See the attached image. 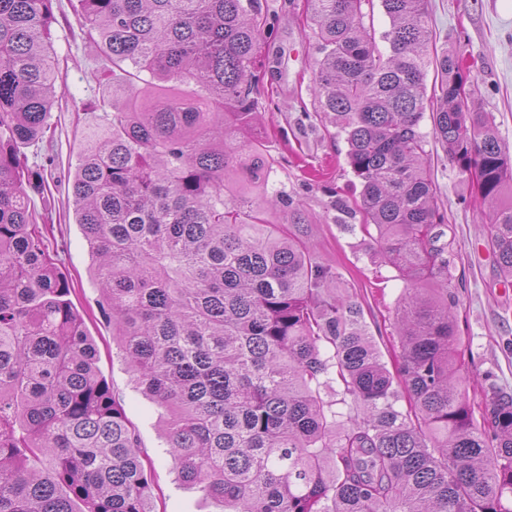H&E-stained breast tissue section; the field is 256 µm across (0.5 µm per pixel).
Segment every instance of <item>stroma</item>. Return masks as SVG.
Returning a JSON list of instances; mask_svg holds the SVG:
<instances>
[{"instance_id": "obj_1", "label": "stroma", "mask_w": 512, "mask_h": 512, "mask_svg": "<svg viewBox=\"0 0 512 512\" xmlns=\"http://www.w3.org/2000/svg\"><path fill=\"white\" fill-rule=\"evenodd\" d=\"M261 2L268 28L256 96L263 125L255 137L275 168L266 190L253 192L252 198L259 204L277 198V206L267 211L272 223L301 216L313 254L335 268L342 283L354 285L353 300L366 320L391 335L405 283L395 268L372 257V244L359 229L362 217L353 211L361 185L347 163L348 145L316 110L312 88L320 53L314 26L306 19V0ZM54 14L52 51L61 92L48 119V137L21 149L28 166L54 182L47 191H31V199L51 231L58 265L74 284L71 300L97 346V366L152 462L158 512H220L219 504L201 491L179 485L165 453V416L137 388L111 325L100 315L94 265L65 184L75 171L86 127L97 116L92 103L111 88L112 77L84 39L78 0H56ZM427 21L433 31L429 54L453 53L471 64L474 106L493 114L497 135L512 152V0H428ZM427 148L456 239L455 316L471 393L480 395L478 383L488 372L512 393V282L498 277L486 245L484 226L492 209L472 200L465 176L437 154L436 143Z\"/></svg>"}]
</instances>
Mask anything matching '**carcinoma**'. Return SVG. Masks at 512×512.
<instances>
[{"label":"carcinoma","mask_w":512,"mask_h":512,"mask_svg":"<svg viewBox=\"0 0 512 512\" xmlns=\"http://www.w3.org/2000/svg\"><path fill=\"white\" fill-rule=\"evenodd\" d=\"M78 2L112 95L72 180L76 223L179 482L223 512H512V394L486 374L475 417L425 109L448 161L479 174L506 280L512 157L493 116L458 100L463 59L428 56L427 0H380L386 55L364 25L374 0H307L314 93L361 181L360 229L407 284L392 370L306 230L244 196L275 165L251 138L259 0ZM52 20L53 0H0V512H156L26 190L20 147L46 136L58 93Z\"/></svg>","instance_id":"1"}]
</instances>
